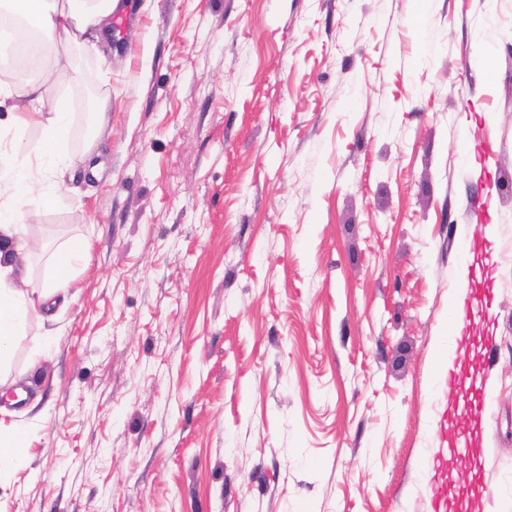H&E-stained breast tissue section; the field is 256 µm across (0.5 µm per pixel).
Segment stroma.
I'll list each match as a JSON object with an SVG mask.
<instances>
[{
    "label": "stroma",
    "mask_w": 512,
    "mask_h": 512,
    "mask_svg": "<svg viewBox=\"0 0 512 512\" xmlns=\"http://www.w3.org/2000/svg\"><path fill=\"white\" fill-rule=\"evenodd\" d=\"M72 62L69 148L103 167L29 235H95L0 368L27 392L0 512H431L470 236L481 480L512 512V0H132ZM465 290L464 288L460 289V293L453 297L450 301V306L453 311V321L451 324V331L448 334V346L446 345L445 349L442 348V346H437L435 349V357L436 361L439 364H446L448 365V370L453 368V361H454V354L452 347L450 345L451 342V336L457 331V329L461 326L460 321L456 318L455 310L457 308V305L460 303V299L464 297Z\"/></svg>",
    "instance_id": "obj_1"
}]
</instances>
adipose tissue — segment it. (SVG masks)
I'll list each match as a JSON object with an SVG mask.
<instances>
[{"mask_svg":"<svg viewBox=\"0 0 512 512\" xmlns=\"http://www.w3.org/2000/svg\"><path fill=\"white\" fill-rule=\"evenodd\" d=\"M126 0H0V10L27 22L50 46L52 56L36 79L18 85L0 79V108L8 110L9 125L0 124V365L8 362L14 340L27 323L31 304L16 287L31 248L29 206L49 207L64 194L59 174L73 159L68 149L72 114L68 99L59 94L56 73L71 48L88 39L102 40L112 17ZM53 112L44 113L46 100ZM40 130L35 147L23 146L18 130ZM91 245L84 235L67 241L52 254L42 298L51 301L59 283L70 281L74 267Z\"/></svg>","mask_w":512,"mask_h":512,"instance_id":"adipose-tissue-1","label":"adipose tissue"}]
</instances>
